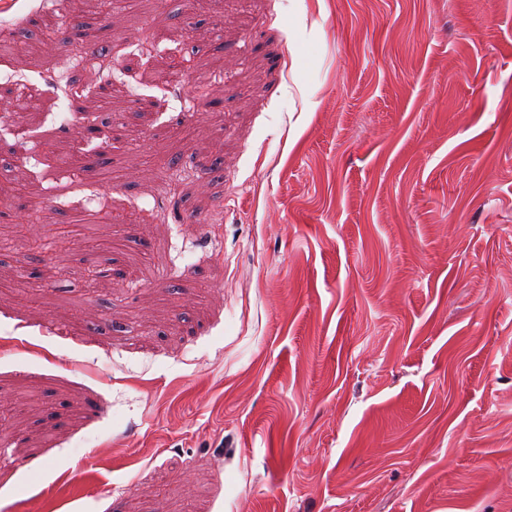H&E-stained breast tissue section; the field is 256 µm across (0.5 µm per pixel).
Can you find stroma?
Here are the masks:
<instances>
[{"label":"stroma","mask_w":512,"mask_h":512,"mask_svg":"<svg viewBox=\"0 0 512 512\" xmlns=\"http://www.w3.org/2000/svg\"><path fill=\"white\" fill-rule=\"evenodd\" d=\"M5 2L0 512H512V0Z\"/></svg>","instance_id":"35a3bbf8"}]
</instances>
